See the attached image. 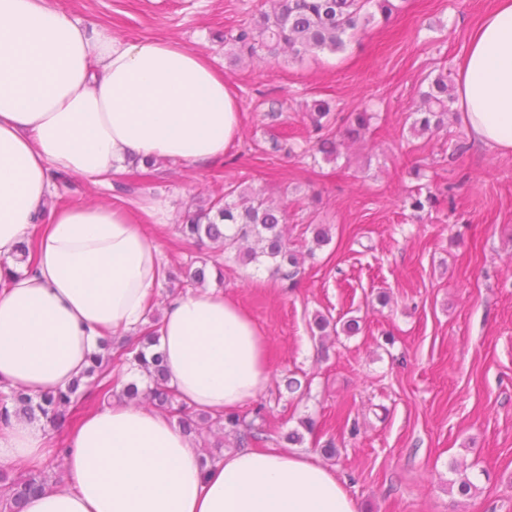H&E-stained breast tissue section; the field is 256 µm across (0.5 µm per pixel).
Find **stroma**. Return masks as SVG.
<instances>
[{"label":"stroma","instance_id":"35a3bbf8","mask_svg":"<svg viewBox=\"0 0 512 512\" xmlns=\"http://www.w3.org/2000/svg\"><path fill=\"white\" fill-rule=\"evenodd\" d=\"M55 2L118 37L180 41L235 89L240 134L216 164L167 160L111 186L63 173L56 182L73 204L166 201L169 223L147 230L168 271L219 257L223 291L261 328L272 368L240 414L263 405L255 425L271 442L312 418L313 433L284 448L335 468L358 512H512V156L472 141L458 112L426 134L409 119L422 81L456 72L492 0H403L342 53L261 63L226 53L224 35L262 0ZM315 99L340 119L361 107L374 115L365 140L337 160L304 153ZM284 132L293 154L263 155ZM231 184L286 206L285 233L299 250L314 247L313 225L328 229L330 242L295 280L183 240L187 214ZM418 188L434 206L410 207ZM319 315L357 319L361 330L314 335ZM456 467L476 484L471 495L450 488Z\"/></svg>","mask_w":512,"mask_h":512}]
</instances>
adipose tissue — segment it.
<instances>
[{
	"label": "adipose tissue",
	"mask_w": 512,
	"mask_h": 512,
	"mask_svg": "<svg viewBox=\"0 0 512 512\" xmlns=\"http://www.w3.org/2000/svg\"><path fill=\"white\" fill-rule=\"evenodd\" d=\"M455 106L470 138L512 154V0H493L469 31ZM240 132L231 84L205 56L162 38L120 40L74 22L51 0H0V388L30 396L66 386L100 340L138 331L166 277L137 210L59 202V172L111 182L126 155L191 164L223 158ZM36 240L33 260L19 245ZM160 349L182 401L236 409L266 390L264 334L216 288L173 297ZM66 477L24 512H357L329 466L280 448L225 451L204 465L163 413L113 402L63 442ZM44 431L11 419L0 465L43 460Z\"/></svg>",
	"instance_id": "1"
}]
</instances>
